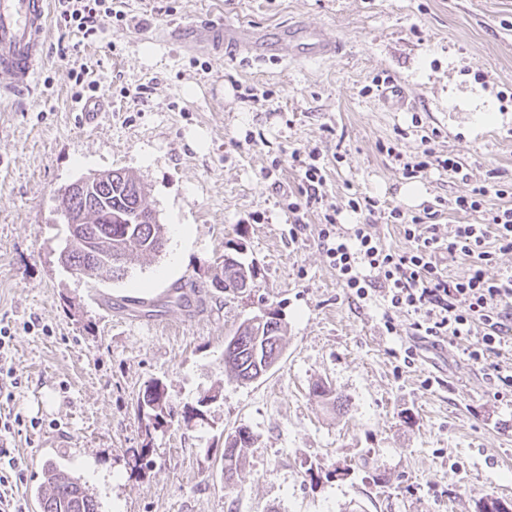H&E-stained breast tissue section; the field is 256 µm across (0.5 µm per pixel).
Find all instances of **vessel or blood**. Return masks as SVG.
Instances as JSON below:
<instances>
[{
    "instance_id": "b4317fda",
    "label": "vessel or blood",
    "mask_w": 512,
    "mask_h": 512,
    "mask_svg": "<svg viewBox=\"0 0 512 512\" xmlns=\"http://www.w3.org/2000/svg\"><path fill=\"white\" fill-rule=\"evenodd\" d=\"M50 0H0V102H12L28 93L46 59ZM173 45L205 41L226 45L256 57L289 56L327 60L342 51L339 42L304 23L289 27L285 37L270 39L264 32L242 24L220 26L201 22L167 32Z\"/></svg>"
}]
</instances>
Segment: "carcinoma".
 Here are the masks:
<instances>
[{
  "mask_svg": "<svg viewBox=\"0 0 512 512\" xmlns=\"http://www.w3.org/2000/svg\"><path fill=\"white\" fill-rule=\"evenodd\" d=\"M60 209L81 222L65 250L68 269L77 275L92 278L106 270L119 278L125 274L130 249L155 256L165 246V225L158 222L148 206L144 187L128 172L112 178V183L99 186L92 194L77 196L64 192ZM256 278L254 266L226 254L213 283H221L224 292L236 294L239 281L247 279L254 288ZM235 336L236 343H228L224 349V371L230 380L241 384L250 382L258 378L259 373L267 372L269 361H279L282 336L277 311H268L261 327L240 324ZM311 394L323 403L342 406L341 398L333 396L331 388L322 380L312 385ZM143 408L153 412L158 423L168 419L186 426L200 414L195 408L178 409L157 381L149 382L139 397L138 409ZM251 440L252 435L244 426L227 437L222 455L226 480L234 477ZM43 478L37 489L40 512H98L94 498L79 479L67 471L49 463L43 469Z\"/></svg>",
  "mask_w": 512,
  "mask_h": 512,
  "instance_id": "obj_1",
  "label": "carcinoma"
}]
</instances>
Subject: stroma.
Here are the masks:
<instances>
[{"mask_svg":"<svg viewBox=\"0 0 512 512\" xmlns=\"http://www.w3.org/2000/svg\"><path fill=\"white\" fill-rule=\"evenodd\" d=\"M124 3L127 24L90 37L53 23L32 96L0 106V327L20 380L0 416L25 421L8 442L23 468L13 497L39 512L33 492L51 460L99 512H479L488 495L511 505L512 408L458 346L397 372L410 315L395 314L388 335L381 298L357 302L341 287L318 214L291 236L282 194L300 185L292 153L315 151L328 203L357 193L415 215L438 202L440 230L476 223L452 209L455 197L492 170L512 183V0ZM209 19L272 31L300 19L344 50L329 62L256 63L162 38ZM61 43L71 47L63 59ZM145 43L156 50L149 65ZM79 69L104 105L92 127L76 110ZM377 78L401 86L410 107L388 111ZM253 86L269 101L253 102ZM424 134L468 181L436 169L406 180L379 150L413 158ZM115 169L144 184L168 242L119 279L70 273L59 197ZM227 254L255 266L253 291L212 286ZM180 285L193 289L188 303H168ZM268 308L282 322L279 362L249 384L229 381L226 338ZM152 380L201 419L158 425L138 413ZM319 380L343 410L311 396ZM241 425L253 443L228 480L224 442Z\"/></svg>","mask_w":512,"mask_h":512,"instance_id":"1","label":"stroma"}]
</instances>
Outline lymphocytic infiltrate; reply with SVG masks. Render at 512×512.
Masks as SVG:
<instances>
[{
  "instance_id": "lymphocytic-infiltrate-1",
  "label": "lymphocytic infiltrate",
  "mask_w": 512,
  "mask_h": 512,
  "mask_svg": "<svg viewBox=\"0 0 512 512\" xmlns=\"http://www.w3.org/2000/svg\"><path fill=\"white\" fill-rule=\"evenodd\" d=\"M126 21L127 14L120 5H107L106 0H62L60 4V24L85 36ZM420 142L417 155L402 164L404 178L419 177L434 167L462 175L463 163L436 155L430 137H421ZM292 159L301 184L297 193L289 194L287 208L295 228L301 229L309 210L323 201L327 172L318 155L296 153ZM491 193L503 199V206L486 208ZM453 205L455 210L478 214V223L453 225L444 235L437 225L424 221L431 208L411 215L397 206L382 209L375 198L353 195L345 206L326 208L318 239L353 300L375 295L383 298L387 333L396 331L394 312L413 315L409 330L413 342L404 350L405 368L415 367L425 348L461 343L468 361L484 372L494 399L511 403L512 366L503 364L502 357L512 341V276L493 278L486 269L498 254L512 251V185L490 182L475 186L457 196ZM345 210L383 215L387 223L398 226L405 247L387 246L367 224L342 231L337 218ZM443 254L467 260V275L448 276L438 263Z\"/></svg>"
}]
</instances>
